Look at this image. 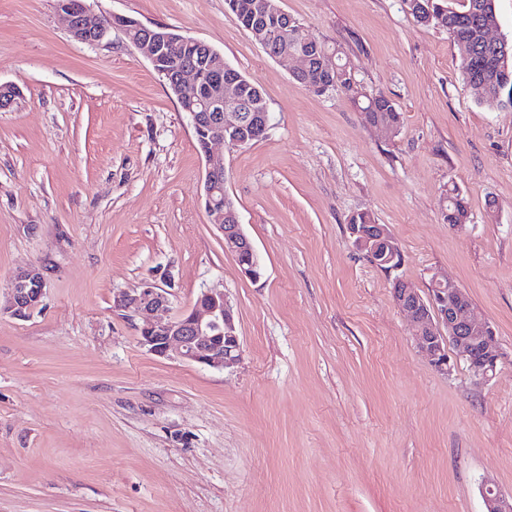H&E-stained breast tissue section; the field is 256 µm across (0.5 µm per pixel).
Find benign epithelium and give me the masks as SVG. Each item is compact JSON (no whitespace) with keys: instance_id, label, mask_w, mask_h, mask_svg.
Returning a JSON list of instances; mask_svg holds the SVG:
<instances>
[{"instance_id":"1","label":"benign epithelium","mask_w":512,"mask_h":512,"mask_svg":"<svg viewBox=\"0 0 512 512\" xmlns=\"http://www.w3.org/2000/svg\"><path fill=\"white\" fill-rule=\"evenodd\" d=\"M58 9L66 18L72 38L81 44L99 43L113 27L141 31L135 46L146 51L153 69L167 80L183 111L189 115L194 131L206 134L201 200L209 222L222 234L224 251L236 258L242 274L255 281L260 279L262 266L224 189V159L211 154V144L222 141L230 150L240 148L255 138L254 132L269 126V113L251 111L249 101L241 95L239 83L224 82L223 72L217 65L220 53L201 40L185 37L173 28L151 27L124 16L95 14L85 0H58ZM282 16L284 13L275 7L265 8L256 36L274 58L300 60L302 67L293 75L303 77L311 66L308 51L301 49L287 55L274 51V36ZM486 40L491 43L493 64H507L508 43L489 36ZM188 41L203 50L202 57L195 61L180 57L177 48ZM326 58L325 54L319 58V71L324 73V80L306 83L312 91L325 93L336 82V67L328 64ZM188 79L192 81V90L187 94L183 85ZM348 229L355 248L373 264L385 270L399 266L401 252L386 225L350 224ZM44 288L37 267L19 270L8 288L11 312L26 316L35 311L41 305ZM392 293L396 306L415 327L417 348L439 372L445 374L452 368L448 355L451 347L464 360L476 382H487L496 374L501 355L494 348V330L489 322L479 318L463 289L446 277L436 276L432 294L426 298L401 279L393 283ZM114 305L143 318L141 343L157 356L213 369H226L241 359L233 307L222 288L202 290L192 306L167 321L156 320L154 316L170 307L169 292L152 281L134 293H119ZM480 492L486 512H512V494H503L491 480H482Z\"/></svg>"}]
</instances>
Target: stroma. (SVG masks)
Here are the masks:
<instances>
[{"mask_svg": "<svg viewBox=\"0 0 512 512\" xmlns=\"http://www.w3.org/2000/svg\"><path fill=\"white\" fill-rule=\"evenodd\" d=\"M221 52L262 90L265 139L224 158L263 274L244 276L200 200L205 158L177 98L115 28L89 46L57 0H0V292L22 268L39 309L0 312V512H484L512 493V104L483 103L448 32L404 0H280L336 45L359 90L317 94L225 0H86ZM469 202L465 229L444 197ZM371 213L402 261L357 251ZM168 271L170 315L223 289L243 355L217 370L152 354L113 299ZM442 273L495 331L496 376L435 370L395 305ZM339 73L344 74V76L339 78L338 81H340L341 85L347 89L343 90L339 86V88H336V91L351 94L354 102L357 97H364L366 99V106L363 107L365 112H362V114L366 121L375 122L379 115L387 116V119L393 125L394 129H397L400 126L402 118L401 112L397 110L395 104L389 98L381 93H379L377 97L362 95V93L358 91L357 87L354 86L350 71L346 70L345 67H340ZM352 86H354L353 89H351ZM446 210L448 214L443 215L444 220L453 229L462 228L468 222V202L455 187L450 189ZM480 492L486 506L484 512H512V494H503L490 479L482 480Z\"/></svg>", "mask_w": 512, "mask_h": 512, "instance_id": "35a3bbf8", "label": "stroma"}]
</instances>
